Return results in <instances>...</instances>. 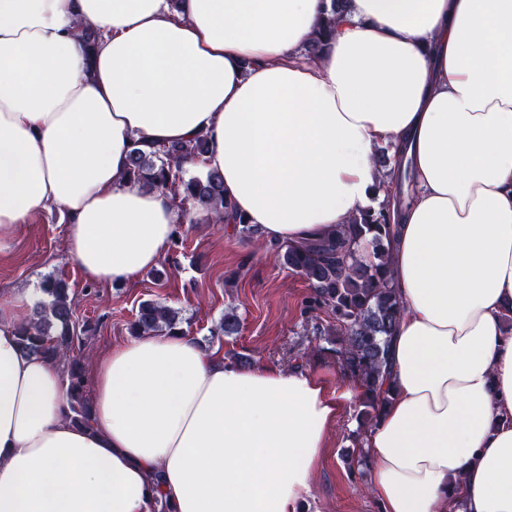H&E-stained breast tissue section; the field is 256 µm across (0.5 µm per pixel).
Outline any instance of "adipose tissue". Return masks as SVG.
Wrapping results in <instances>:
<instances>
[{
    "mask_svg": "<svg viewBox=\"0 0 512 512\" xmlns=\"http://www.w3.org/2000/svg\"><path fill=\"white\" fill-rule=\"evenodd\" d=\"M0 0V241L61 208L91 283L157 265L182 221L127 182L134 141L205 135V169L297 244L415 191L390 246L403 311L363 452L381 512H512V0ZM100 34L93 54L77 21ZM388 147L379 166L376 150ZM33 293L0 304V512H302L347 375L244 367L144 335L89 370L22 355ZM391 184L390 193L392 195V199L397 205L398 211V208H401L411 196L409 193V185L413 184V175L409 167L407 166L402 169L400 164L397 178Z\"/></svg>",
    "mask_w": 512,
    "mask_h": 512,
    "instance_id": "1",
    "label": "adipose tissue"
}]
</instances>
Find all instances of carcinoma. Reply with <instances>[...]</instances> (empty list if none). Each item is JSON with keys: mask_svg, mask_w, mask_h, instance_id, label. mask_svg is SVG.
Segmentation results:
<instances>
[{"mask_svg": "<svg viewBox=\"0 0 512 512\" xmlns=\"http://www.w3.org/2000/svg\"><path fill=\"white\" fill-rule=\"evenodd\" d=\"M75 35L88 54L99 38V33L83 22L76 25ZM207 151L208 142L203 135L148 150L135 142L125 178L144 188L171 194L181 215L188 217L191 224L198 220L189 215L187 203L205 213L208 223L236 224L243 237L250 240L259 236V225L248 223L224 197V176L218 170L185 177V164L201 158ZM412 183V171L407 167L398 169L397 178L390 186L397 207L410 198ZM395 231L391 210H363L326 237L300 245L269 244L285 266L308 282L311 293L305 300L306 309L326 308L336 320V327L329 332L317 325L314 330L328 344L326 352L363 388L357 412L359 428L353 437L356 443L362 442L361 433L373 426L381 408L380 380L390 367L388 345L403 309L388 277L387 250ZM360 242L372 246L374 260L360 261L355 257L354 246ZM40 290L43 298L17 323L19 350L25 356H38L63 365L69 418L86 426L90 422L91 402L86 396L79 350L90 326L86 322L80 327L76 325L75 301L65 280L48 277ZM130 333L134 336L181 334L179 312L152 300L143 301L130 324Z\"/></svg>", "mask_w": 512, "mask_h": 512, "instance_id": "carcinoma-1", "label": "carcinoma"}]
</instances>
